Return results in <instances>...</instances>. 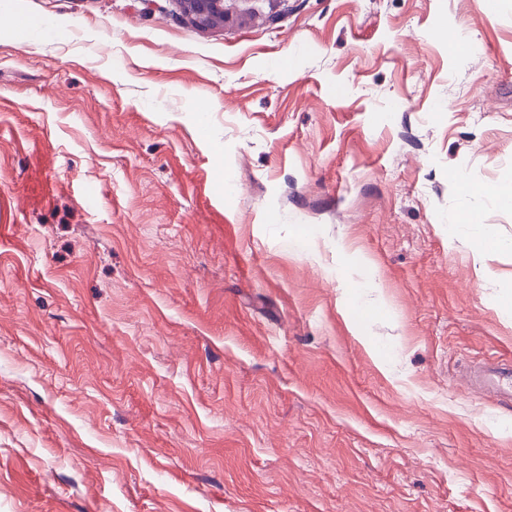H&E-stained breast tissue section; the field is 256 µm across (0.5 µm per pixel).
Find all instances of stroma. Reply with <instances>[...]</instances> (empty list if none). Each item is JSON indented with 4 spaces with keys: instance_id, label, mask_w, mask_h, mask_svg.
I'll return each instance as SVG.
<instances>
[{
    "instance_id": "obj_1",
    "label": "stroma",
    "mask_w": 512,
    "mask_h": 512,
    "mask_svg": "<svg viewBox=\"0 0 512 512\" xmlns=\"http://www.w3.org/2000/svg\"><path fill=\"white\" fill-rule=\"evenodd\" d=\"M225 7L0 0V512H512V0ZM184 14L197 26H213L224 21L223 0H179ZM475 391L512 402V362L496 357L486 359L475 378Z\"/></svg>"
}]
</instances>
